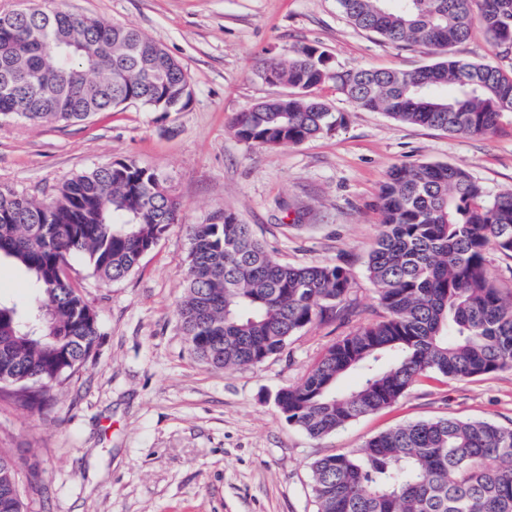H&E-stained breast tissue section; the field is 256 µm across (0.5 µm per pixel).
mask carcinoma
I'll use <instances>...</instances> for the list:
<instances>
[{
    "mask_svg": "<svg viewBox=\"0 0 512 512\" xmlns=\"http://www.w3.org/2000/svg\"><path fill=\"white\" fill-rule=\"evenodd\" d=\"M350 22L395 44L439 51L415 70L331 69L318 47L268 58L260 77L287 92L239 113L248 144H298L343 125L316 89L336 82L369 112L451 134L484 135L512 112V69L457 58L474 22L512 47V0H338ZM187 71L140 31L64 10L0 13V119L76 124L134 104L178 112ZM132 159L74 175L47 197L0 187V259L23 269L31 295L0 302V389L27 406L93 351L95 313L68 270L83 260L104 283L125 279L179 221L181 204ZM382 226L367 271L382 318L341 337L274 402L288 424L319 439L378 413L422 376L467 380L512 368V298L487 256H512V194L490 196L446 163L393 169L379 192ZM350 270L285 265L231 213L192 224L185 295L176 309L194 354L218 369L257 366L291 336L350 314ZM350 388L342 387L349 376ZM17 463L0 451V512H26ZM317 512H512V427L441 418L396 426L360 452L311 463Z\"/></svg>",
    "mask_w": 512,
    "mask_h": 512,
    "instance_id": "1",
    "label": "carcinoma"
}]
</instances>
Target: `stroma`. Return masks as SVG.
Segmentation results:
<instances>
[{"instance_id":"stroma-1","label":"stroma","mask_w":512,"mask_h":512,"mask_svg":"<svg viewBox=\"0 0 512 512\" xmlns=\"http://www.w3.org/2000/svg\"><path fill=\"white\" fill-rule=\"evenodd\" d=\"M48 6L141 31L184 66L193 94L178 112L135 105L86 124H0V186L38 195L132 159L160 174L182 204L179 223L125 280L99 284L73 261L71 280L96 311L100 336L82 366L47 388V405L30 409L0 395V448L18 461L29 512H316L310 465L319 457L362 450L381 432L421 420L512 426V370L419 379L392 407L321 439L289 425L274 403L329 345L382 314L366 262L389 172L447 163L489 195L512 192V114L493 134L453 135L354 109L329 81L318 94L344 113L341 128L298 145H250L233 119L282 92L259 77L260 57L314 45L340 68L413 70L436 50L357 29L337 0H0V12ZM453 53L512 68V54L478 24ZM227 212L281 263L347 266L355 316L306 328L257 366L198 361L176 318L189 227Z\"/></svg>"}]
</instances>
